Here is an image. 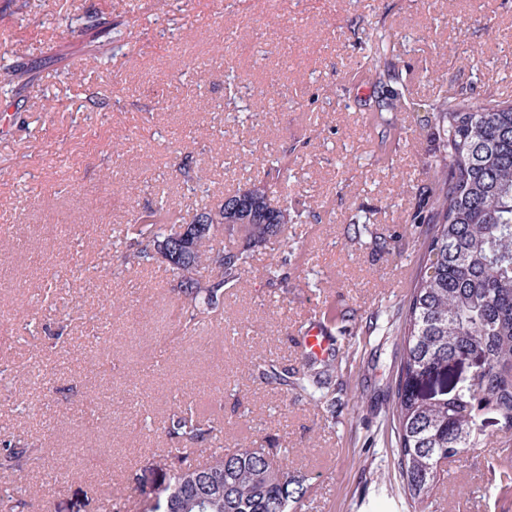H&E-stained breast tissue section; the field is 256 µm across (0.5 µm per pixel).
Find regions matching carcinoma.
I'll return each instance as SVG.
<instances>
[{"label": "carcinoma", "instance_id": "carcinoma-1", "mask_svg": "<svg viewBox=\"0 0 512 512\" xmlns=\"http://www.w3.org/2000/svg\"><path fill=\"white\" fill-rule=\"evenodd\" d=\"M434 128L425 166L443 181L435 201L433 231L420 280L410 294L403 328L404 351L395 391L396 455L404 493L414 502L428 497L438 464L482 441L478 423L496 415L512 425V102L490 99L474 106L462 96L432 103ZM284 180L279 159L266 161L250 187L229 201L206 207L208 232L191 237L185 260L166 264L176 281L186 325L224 307V288L240 278L246 256L212 245L218 236L246 225V244L269 239L281 224L302 213L275 207L271 198ZM124 261L145 265L164 256L158 243L179 239L184 219L169 209L159 223L131 219ZM482 373L458 379L451 367L475 359ZM334 368L323 361L314 373L288 372L269 362L260 370L270 383L293 384L310 396H325ZM223 429L178 407L168 434L197 443ZM170 481L144 502L142 512H302L307 489L278 464L270 448L239 444L193 464L182 448L163 455Z\"/></svg>", "mask_w": 512, "mask_h": 512}]
</instances>
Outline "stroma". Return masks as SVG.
<instances>
[{"instance_id":"35a3bbf8","label":"stroma","mask_w":512,"mask_h":512,"mask_svg":"<svg viewBox=\"0 0 512 512\" xmlns=\"http://www.w3.org/2000/svg\"><path fill=\"white\" fill-rule=\"evenodd\" d=\"M379 39L407 111H383L366 79ZM460 92L512 101V0H0V450L30 448L0 468V499L107 512L118 496L140 512L188 405L226 445L278 449L305 512H512V485H490L512 442L495 416L423 502L393 455L401 327L431 230L414 214L441 190L423 118ZM258 98L260 120L234 122ZM271 156L288 169L274 201L301 223L247 250L223 310L184 329L170 272L125 264L122 230L135 212L217 203ZM316 325L336 358L332 408L258 374L302 367Z\"/></svg>"}]
</instances>
